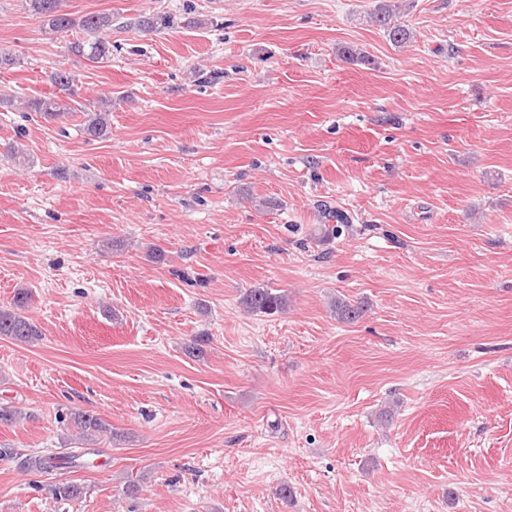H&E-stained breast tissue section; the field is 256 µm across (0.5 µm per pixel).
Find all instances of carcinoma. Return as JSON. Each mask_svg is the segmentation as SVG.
<instances>
[{
	"instance_id": "obj_1",
	"label": "carcinoma",
	"mask_w": 512,
	"mask_h": 512,
	"mask_svg": "<svg viewBox=\"0 0 512 512\" xmlns=\"http://www.w3.org/2000/svg\"><path fill=\"white\" fill-rule=\"evenodd\" d=\"M29 10L42 18L46 27L54 33L66 32L75 27V20L61 9V0H24ZM395 13L391 6L380 5L371 16V22L383 28L391 41L396 44L407 42L410 32L404 26L395 23ZM81 28L88 39L72 43L71 52L92 63H103L112 59V41L99 36L103 29L112 28V16L89 15L81 21ZM50 83L58 92L40 95L19 101L11 95L0 94V108L20 112H34L46 121L66 120L75 112L77 84L76 76L66 68H58L49 75ZM97 110L84 123V131L94 138H105L109 134L107 115L112 106V99L105 97L96 101ZM0 154L18 165L28 162L16 141H0ZM29 293L21 291L14 302V308H0V336L19 342L37 339L38 331L30 319L20 310L25 308ZM288 297L269 288H251L242 297L241 303L247 311L255 314L273 315L287 307ZM336 315L346 321L356 319L362 309L349 301L338 299L335 302ZM72 421L79 430V442L83 445L96 444L100 435L111 432L110 425L101 418L86 412H77ZM80 453L70 452L66 456H48L26 460L27 468L41 473H51L76 462Z\"/></svg>"
}]
</instances>
